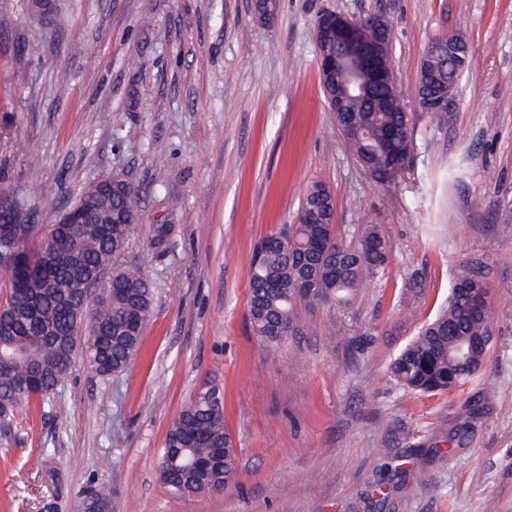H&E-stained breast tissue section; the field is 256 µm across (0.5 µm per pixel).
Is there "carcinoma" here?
I'll use <instances>...</instances> for the list:
<instances>
[{
    "label": "carcinoma",
    "instance_id": "carcinoma-1",
    "mask_svg": "<svg viewBox=\"0 0 512 512\" xmlns=\"http://www.w3.org/2000/svg\"><path fill=\"white\" fill-rule=\"evenodd\" d=\"M387 25L356 20L362 45L385 41ZM427 81L437 84L453 74L427 61ZM337 126L358 164L372 169L379 185L396 180L395 160L407 156L413 133L403 100L394 84H374L362 98L339 103ZM75 204L86 212V224H32L27 196H20L18 213H0V227L24 214L20 229L7 244L13 262L0 281V427L12 424L17 410L29 400L52 393L68 376L76 358L99 376L126 369L137 353L153 316L152 293L138 272L112 268V295L90 298L70 288L74 264L96 269L113 263L133 232L140 215L139 190L127 182L102 206L100 198L80 196ZM335 207L322 183L309 185L288 234L278 230L260 243L261 257L249 268L248 320L255 336L275 343L284 338L270 328H292L302 310L321 304L341 307L361 288L383 274L392 245L378 225L369 223L347 243L335 234ZM486 284L462 274L448 293L446 306L400 351L390 373L397 384L422 393L444 392L467 383L481 368L490 343L488 317L474 310ZM224 425V400L219 388L204 383L173 419L160 461L164 484L182 496L223 491L224 483L201 486L191 481L186 466L210 459L230 477L237 475L236 453ZM85 496L109 512L111 488L91 485Z\"/></svg>",
    "mask_w": 512,
    "mask_h": 512
}]
</instances>
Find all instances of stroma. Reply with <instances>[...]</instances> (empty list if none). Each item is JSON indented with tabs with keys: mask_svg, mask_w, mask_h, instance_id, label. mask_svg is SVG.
Here are the masks:
<instances>
[{
	"mask_svg": "<svg viewBox=\"0 0 512 512\" xmlns=\"http://www.w3.org/2000/svg\"><path fill=\"white\" fill-rule=\"evenodd\" d=\"M325 10L381 13L392 28L414 156L388 185L349 155L323 95L314 25ZM448 33L471 56L443 123L413 91L429 43ZM0 127L41 160L29 172L25 154L0 146L35 223L104 177L140 190L117 263L154 295L126 370L75 364L0 429V512H75L96 483L112 490L110 512H512V0H279L269 24L253 0H57L47 18L30 0H0ZM315 181L331 189L343 241L374 217L389 265L349 305L303 311L269 345L247 320L250 259ZM465 271L492 291L480 373L449 393L404 389L393 359ZM207 381L224 395L239 476L185 498L159 464L172 420ZM488 384L493 399L429 482L400 479ZM43 448L42 469H29ZM376 448L398 468L382 485Z\"/></svg>",
	"mask_w": 512,
	"mask_h": 512,
	"instance_id": "1",
	"label": "stroma"
}]
</instances>
